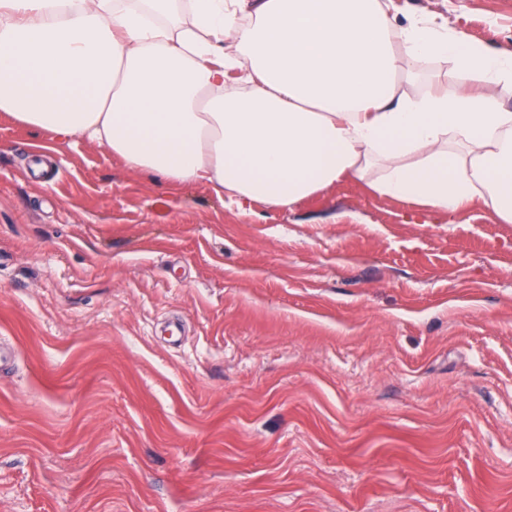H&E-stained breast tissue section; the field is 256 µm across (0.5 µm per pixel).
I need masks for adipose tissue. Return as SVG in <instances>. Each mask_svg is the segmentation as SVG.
<instances>
[{
    "mask_svg": "<svg viewBox=\"0 0 512 512\" xmlns=\"http://www.w3.org/2000/svg\"><path fill=\"white\" fill-rule=\"evenodd\" d=\"M429 58L448 71L409 96ZM490 83L512 84V52L396 25L386 0H0V112L239 206L351 178L512 224V109Z\"/></svg>",
    "mask_w": 512,
    "mask_h": 512,
    "instance_id": "1",
    "label": "adipose tissue"
}]
</instances>
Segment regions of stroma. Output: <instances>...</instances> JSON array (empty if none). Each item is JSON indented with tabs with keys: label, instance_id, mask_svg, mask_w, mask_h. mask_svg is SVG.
<instances>
[{
	"label": "stroma",
	"instance_id": "obj_1",
	"mask_svg": "<svg viewBox=\"0 0 512 512\" xmlns=\"http://www.w3.org/2000/svg\"><path fill=\"white\" fill-rule=\"evenodd\" d=\"M512 52V0H392ZM0 512H512V224L229 208L0 113Z\"/></svg>",
	"mask_w": 512,
	"mask_h": 512
}]
</instances>
